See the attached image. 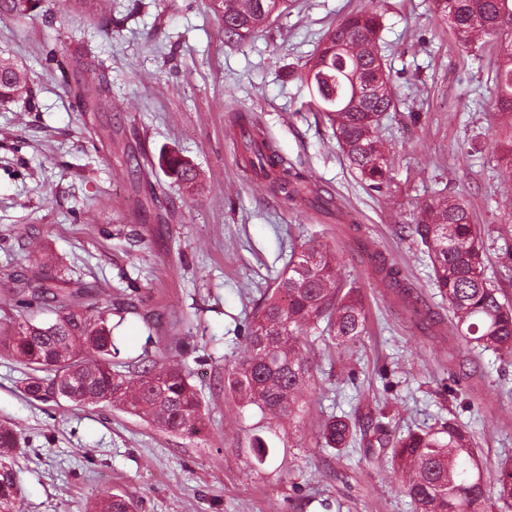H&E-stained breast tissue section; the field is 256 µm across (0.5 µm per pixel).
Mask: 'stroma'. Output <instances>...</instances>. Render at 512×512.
<instances>
[{
	"instance_id": "obj_1",
	"label": "stroma",
	"mask_w": 512,
	"mask_h": 512,
	"mask_svg": "<svg viewBox=\"0 0 512 512\" xmlns=\"http://www.w3.org/2000/svg\"><path fill=\"white\" fill-rule=\"evenodd\" d=\"M253 37L227 40L210 0H41L36 15L0 11V56L27 75L32 101L0 105V325L19 322L12 295L29 244L53 269L95 282L104 301L132 294L115 334L120 361L163 359L175 341L205 409L207 432L149 425L104 404L39 402L26 369L0 356V422L21 435L14 470L22 512H89L105 492L136 512H411L385 450L327 448L332 414L385 407L393 430L453 419L484 462L512 457V362L473 352L452 332L428 258L408 225L416 205L464 193L483 233L485 276L512 301V172L499 164L512 124L493 110L495 53L466 54L431 0H289ZM381 17L380 49L397 110L383 125L389 177L371 189L328 124L303 110L298 77L326 30L358 7ZM101 63L111 97L86 111L71 81L48 76L49 49ZM256 116L277 152L324 203L295 206L244 168L238 113ZM478 141L480 155L464 149ZM171 150L199 171L197 190L153 169L131 188L124 155ZM323 243L360 289L367 330L344 351L317 346L320 387L288 447L257 465L260 417L224 392L253 301L292 248ZM393 259L433 311L420 330L373 273ZM458 396L445 394L450 377Z\"/></svg>"
}]
</instances>
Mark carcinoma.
Listing matches in <instances>:
<instances>
[{
  "label": "carcinoma",
  "instance_id": "carcinoma-1",
  "mask_svg": "<svg viewBox=\"0 0 512 512\" xmlns=\"http://www.w3.org/2000/svg\"><path fill=\"white\" fill-rule=\"evenodd\" d=\"M212 8L231 28L228 38L242 39L266 23L260 0H211ZM434 11L467 49L480 57L496 50L494 94L499 112L512 120V0H432ZM38 0H0V9L27 15ZM380 17L362 9L332 26L301 78L312 90L306 103L330 122L338 145L360 177L373 187L386 180L389 148L380 135L382 120L396 111L392 93L372 92L379 70ZM76 89L93 100L110 94L105 75L98 84ZM32 97L19 68L0 57V104ZM241 156L257 180L289 201H304L314 189L288 168L249 115L238 117ZM158 167L186 188L196 184L194 164L172 151H161ZM431 264L433 281L448 302L456 335L474 348L512 358V306L500 301L484 274L481 230L472 223L464 196L438 197L418 207L415 224ZM34 275L16 278L18 306L48 312L52 319L25 320L0 335V352L30 369L25 391L39 401L66 387L64 398L76 405L108 403L170 431L199 435L206 419L199 396L179 363L144 364L140 359L118 370L119 354L112 312L78 298L92 287L59 274H49L38 258ZM380 272L395 288L402 287L395 264L380 257ZM367 314L360 291L343 281L336 254L318 244L302 246L266 289L247 325L242 355L224 375V391L242 406L256 410L266 429L277 433L284 419L302 411L303 396L314 378L311 352L314 333L321 331L349 347L365 333ZM386 414L351 418L332 416L322 426L327 447H346L360 431L368 448H390L402 487L413 512H512V458L485 467L466 426L446 420L435 429L396 435L383 422ZM20 445L16 430L0 424V512H20V488L11 454ZM95 512H133L124 496L104 493Z\"/></svg>",
  "mask_w": 512,
  "mask_h": 512
}]
</instances>
